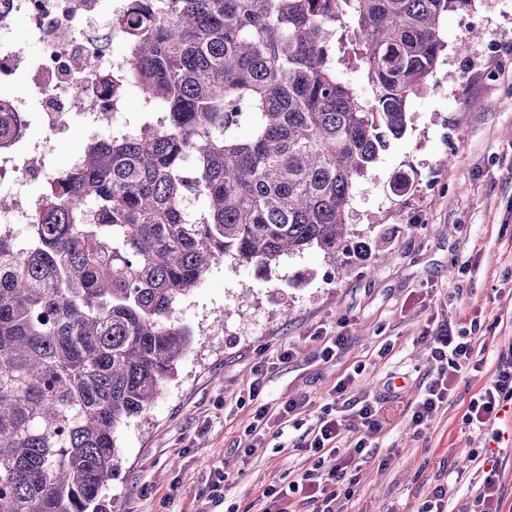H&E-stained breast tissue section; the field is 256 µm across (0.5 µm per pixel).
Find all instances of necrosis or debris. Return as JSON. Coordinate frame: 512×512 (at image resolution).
I'll list each match as a JSON object with an SVG mask.
<instances>
[{"mask_svg":"<svg viewBox=\"0 0 512 512\" xmlns=\"http://www.w3.org/2000/svg\"><path fill=\"white\" fill-rule=\"evenodd\" d=\"M126 0H7L0 8V107L14 112L20 131L0 145V189H8L11 203L0 209V227L19 234L33 223L41 198L28 190L30 183H56L60 170L51 164L32 163L47 146L33 140V125L48 135L68 131L82 120L91 136L111 137L122 127L124 104L105 87L125 62L124 54L99 38ZM26 18L41 52L29 58L14 39L19 18ZM94 70H87V62Z\"/></svg>","mask_w":512,"mask_h":512,"instance_id":"necrosis-or-debris-1","label":"necrosis or debris"}]
</instances>
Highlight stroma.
Instances as JSON below:
<instances>
[{
  "label": "stroma",
  "mask_w": 512,
  "mask_h": 512,
  "mask_svg": "<svg viewBox=\"0 0 512 512\" xmlns=\"http://www.w3.org/2000/svg\"><path fill=\"white\" fill-rule=\"evenodd\" d=\"M442 27L438 88L409 100L405 135L354 189L350 222L371 255L337 268L311 250L267 278L229 257L209 271L175 311L194 332L190 350L150 413L121 433L123 461L106 493L112 512H255L265 487L297 479L312 462L300 431L274 425L264 448L241 461L237 440L257 404L300 401L304 425L315 424L353 370L357 393L381 398L386 424L370 441L350 512H420L438 484L495 450L500 510L512 512V412L480 430L465 422L512 345V0H476ZM473 29L481 39L457 54ZM398 171L413 181L400 195L390 184ZM459 315L477 322L482 364L462 371L447 405L417 429L407 406L431 372L422 334L430 318ZM339 332L344 348L323 360L320 335ZM287 346L294 356L279 360ZM259 365L266 385L253 400L247 383ZM219 470L224 494L211 499L203 491Z\"/></svg>",
  "instance_id": "1"
}]
</instances>
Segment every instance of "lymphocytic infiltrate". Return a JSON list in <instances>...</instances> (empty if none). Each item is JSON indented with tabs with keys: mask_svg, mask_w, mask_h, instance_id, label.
I'll return each mask as SVG.
<instances>
[{
	"mask_svg": "<svg viewBox=\"0 0 512 512\" xmlns=\"http://www.w3.org/2000/svg\"><path fill=\"white\" fill-rule=\"evenodd\" d=\"M431 359L436 373L408 407L414 427L430 425L451 394V382L473 359L472 339L457 321L438 320L430 336ZM356 382L349 373L333 389L335 400L341 401L344 412L354 411L367 434L353 441L346 440L347 425L343 415L325 413L306 433L304 445L314 461L299 479L285 485H271L258 497L259 512H293L294 499L311 504L313 512H348L347 505L356 493L362 462L369 455L368 438L381 429L383 409L378 397L351 396ZM512 401V350L502 354L490 381L474 397L468 407L466 422L483 428L497 419L503 405ZM333 458V466H325V458Z\"/></svg>",
	"mask_w": 512,
	"mask_h": 512,
	"instance_id": "lymphocytic-infiltrate-1",
	"label": "lymphocytic infiltrate"
}]
</instances>
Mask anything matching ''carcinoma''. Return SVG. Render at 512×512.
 Wrapping results in <instances>:
<instances>
[{
    "instance_id": "1",
    "label": "carcinoma",
    "mask_w": 512,
    "mask_h": 512,
    "mask_svg": "<svg viewBox=\"0 0 512 512\" xmlns=\"http://www.w3.org/2000/svg\"><path fill=\"white\" fill-rule=\"evenodd\" d=\"M475 0H128L112 17L142 120L0 229V512H106L121 430L190 350L177 304L230 256L268 274L350 240L356 182L407 129ZM373 97L340 78L336 53ZM0 111V143L14 138Z\"/></svg>"
}]
</instances>
